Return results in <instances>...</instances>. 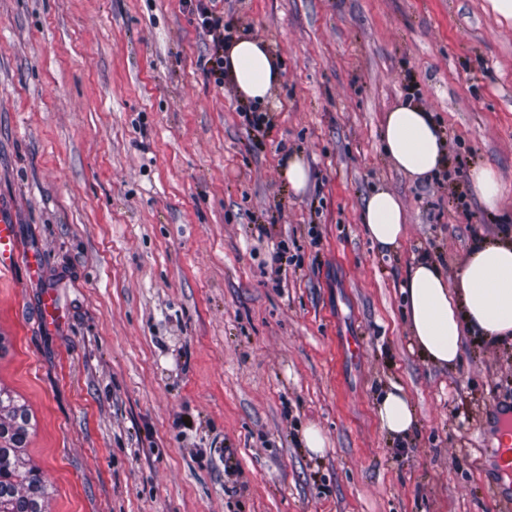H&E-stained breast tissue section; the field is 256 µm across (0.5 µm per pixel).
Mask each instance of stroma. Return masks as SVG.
<instances>
[{"mask_svg":"<svg viewBox=\"0 0 512 512\" xmlns=\"http://www.w3.org/2000/svg\"><path fill=\"white\" fill-rule=\"evenodd\" d=\"M213 9L279 61L264 127L209 76L185 0H0V201L66 311L39 332L41 286L0 273V390L30 412L45 512H512L492 412L512 407V343L466 335L437 367L400 288L421 258L456 282L512 226V20L489 0ZM402 98L446 140L422 184L382 147ZM478 165L505 187L496 212ZM379 186L406 212L391 251L360 222ZM391 383L415 412L403 439L374 411ZM284 175L295 193L306 189L310 181V169L298 155L288 156L283 165ZM469 181L482 206L488 211L497 210L503 193L497 171L490 166L473 167Z\"/></svg>","mask_w":512,"mask_h":512,"instance_id":"obj_1","label":"stroma"}]
</instances>
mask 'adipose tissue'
Instances as JSON below:
<instances>
[{
	"label": "adipose tissue",
	"instance_id": "1",
	"mask_svg": "<svg viewBox=\"0 0 512 512\" xmlns=\"http://www.w3.org/2000/svg\"><path fill=\"white\" fill-rule=\"evenodd\" d=\"M224 71L241 99L257 105L269 101L281 80L279 62L267 43L248 36L225 46ZM382 142L394 167L414 182L432 177L444 160L445 141L431 112L408 99L387 112ZM361 222L379 249L399 246L405 214L390 190L379 187L371 192ZM402 292L414 343L438 367L457 363L463 330L494 343L512 342V236L475 243L453 286L434 262L419 260L410 268ZM375 414L392 437H406L413 429L414 409L398 385L379 394Z\"/></svg>",
	"mask_w": 512,
	"mask_h": 512
}]
</instances>
